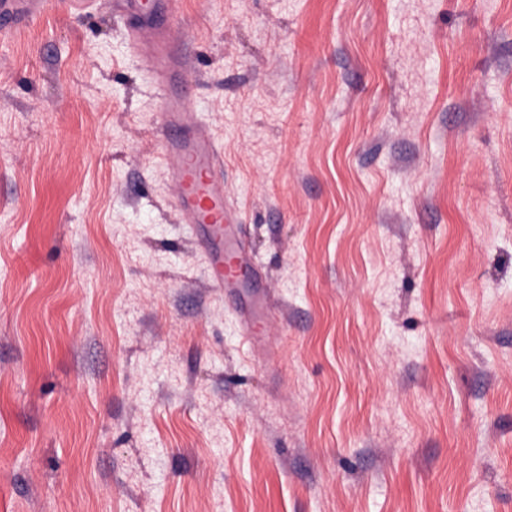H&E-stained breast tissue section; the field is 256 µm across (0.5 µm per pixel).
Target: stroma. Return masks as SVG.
<instances>
[{
  "label": "stroma",
  "instance_id": "stroma-1",
  "mask_svg": "<svg viewBox=\"0 0 512 512\" xmlns=\"http://www.w3.org/2000/svg\"><path fill=\"white\" fill-rule=\"evenodd\" d=\"M112 3L0 42V512H512V0H174L237 296Z\"/></svg>",
  "mask_w": 512,
  "mask_h": 512
}]
</instances>
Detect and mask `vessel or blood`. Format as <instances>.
Masks as SVG:
<instances>
[{
  "mask_svg": "<svg viewBox=\"0 0 512 512\" xmlns=\"http://www.w3.org/2000/svg\"><path fill=\"white\" fill-rule=\"evenodd\" d=\"M137 17L131 38L149 37L148 68L155 77L166 135L162 157L178 186L177 206L183 223L201 226L209 252L208 276L219 288L233 291L256 285V273L235 236L237 218L224 197V180L216 141L201 119H189L181 86L186 58L171 36V0H114ZM56 0H0V33L12 34L55 7Z\"/></svg>",
  "mask_w": 512,
  "mask_h": 512,
  "instance_id": "obj_1",
  "label": "vessel or blood"
}]
</instances>
